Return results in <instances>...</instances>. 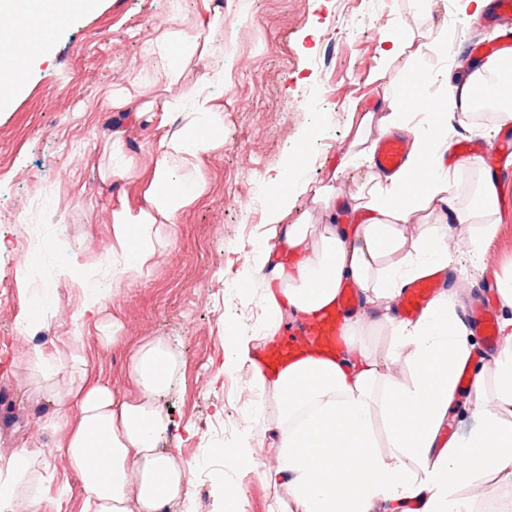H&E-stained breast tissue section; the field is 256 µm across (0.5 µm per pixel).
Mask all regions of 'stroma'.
<instances>
[{"label":"stroma","mask_w":512,"mask_h":512,"mask_svg":"<svg viewBox=\"0 0 512 512\" xmlns=\"http://www.w3.org/2000/svg\"><path fill=\"white\" fill-rule=\"evenodd\" d=\"M163 0H98L96 10L54 28L49 58L35 62L22 90L0 109V455L18 448L39 455L49 477L41 512H82L77 474L54 444L58 406L38 382L29 354L36 343L19 326L32 290H49L56 315L45 335L53 344L70 336L78 292L55 276L66 254L77 253L86 273L104 272L112 209L120 199L143 202L159 130L133 124L112 101L127 89L137 104H161L145 45L173 26ZM448 25L456 31L455 55L472 43H492L512 28V11L490 8L480 23L456 14L444 0L431 13L416 0H224V46L231 67L220 104L227 131L222 147L202 156L205 192L161 225L165 243L150 276L107 291L105 312L125 325L123 344L98 348L92 324L83 328L87 369L121 395H135L128 356L141 342L161 338L179 350L182 364L162 398L174 425L165 438L190 467L183 512H224L220 477L199 468L219 465V449L234 445L248 426L253 404L244 372L224 365L226 331L262 339L252 320L254 292L243 290L252 244L271 243L276 224L308 225L319 236L332 218L314 204L320 187L333 185L337 204L356 193L359 172L334 175L352 143L362 113L384 115L379 73L402 81L406 58L384 64L382 34ZM121 139L137 167L112 174V143ZM456 141L481 143L494 169L512 165V131L486 134L485 123L457 128ZM308 142L306 183L287 210L273 213L267 191L289 156ZM504 220L488 242L482 262L450 250L445 286L461 305L480 301L489 283L512 271V174ZM248 198V206L229 196ZM38 253L28 286L13 271L16 255ZM243 495L238 512H270L288 501L287 486L267 485L253 472L237 473Z\"/></svg>","instance_id":"stroma-1"}]
</instances>
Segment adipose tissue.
I'll return each instance as SVG.
<instances>
[{
  "label": "adipose tissue",
  "mask_w": 512,
  "mask_h": 512,
  "mask_svg": "<svg viewBox=\"0 0 512 512\" xmlns=\"http://www.w3.org/2000/svg\"><path fill=\"white\" fill-rule=\"evenodd\" d=\"M96 0H0V104L12 100L29 63L43 57L50 37L44 17L67 24L94 8ZM224 12L216 0H200L190 21H182L151 40L155 76L168 93L160 111L139 107L136 120L152 122L156 114L176 115L177 128L158 140V156L148 178L145 203L138 209L113 211L111 259L105 275L120 284L130 275L148 276L161 241L157 227L177 224L184 207L203 194L205 180L198 160L224 144V115L214 104L215 81L204 80L188 93L179 86L186 64L208 56ZM455 33L451 28L414 32L400 26L380 41L382 60L405 49L423 58L403 88L388 96V111L363 113L355 139L342 158V169L364 170L365 179L347 202L348 221L326 225L312 240L304 224L274 226L278 253L258 246L251 252L252 272L272 268L274 282L263 298L261 331L274 341L288 315L308 317L337 302L351 288L375 311L373 321L340 314L337 349L302 350L287 368L268 373L258 363L251 339L227 333L228 366L244 371L258 399L251 418L267 406L279 412L274 435V469L263 472L269 483L286 484L292 512H473L464 490L485 480L512 482V320L503 321L491 375H478L472 404L473 424L461 435H446L462 367L474 347L457 316L451 295L436 294L413 321L398 320L389 304L404 286L433 269L448 266L449 224H456L462 254L479 260L501 221L502 182L487 168L477 170L469 203H456L461 165H450L454 125L474 110L479 95L498 105L495 131L512 128V74L502 59L489 56L453 80L450 61ZM445 86L428 120L411 122V102L423 83ZM411 131L412 146L403 170L388 174L375 165V135ZM182 176H174V167ZM307 170L305 150L293 153L283 178L268 192L273 211L287 207ZM416 225L409 235L408 225ZM76 255H68L56 276L73 282L82 327L95 320L99 347L120 345L124 325L100 318L103 290L98 279L74 277ZM390 339L386 353L374 345L376 332ZM401 358L409 373L396 380L390 359ZM179 360L161 340L133 349L129 379L136 398L117 396L111 386L87 371L71 375L58 393L60 437L55 448L82 484L85 512H179L188 476L161 442L173 426L159 403L170 388ZM384 431H377L376 417ZM386 444L389 457L377 448ZM42 465L28 449L0 456V512H35L46 488L38 477Z\"/></svg>",
  "instance_id": "adipose-tissue-1"
}]
</instances>
